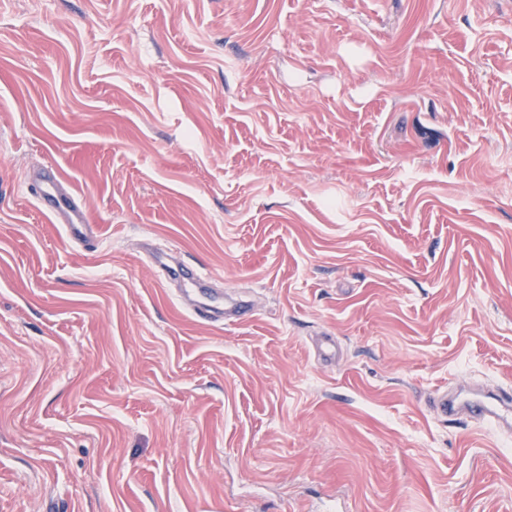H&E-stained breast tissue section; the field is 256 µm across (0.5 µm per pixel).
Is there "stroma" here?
I'll use <instances>...</instances> for the list:
<instances>
[{
    "label": "stroma",
    "instance_id": "stroma-1",
    "mask_svg": "<svg viewBox=\"0 0 512 512\" xmlns=\"http://www.w3.org/2000/svg\"><path fill=\"white\" fill-rule=\"evenodd\" d=\"M508 382L512 0H0V512H512ZM28 186L41 210L55 224H62L69 242L93 246L99 239V225L89 222L81 199L60 172L50 170L30 175ZM156 262L170 279L178 280L187 287L181 289V292L185 299L194 306L195 309L193 313L201 317H207L204 310L201 309L202 307L194 303L195 300L192 298V292L196 290V288H203L204 283L209 279V275L204 273L199 266L192 263H177L176 266L173 267L168 266L160 260H156ZM432 395L431 405L437 408L444 418L455 416L459 411L465 410L469 416L495 426H500L504 422H507L509 427L511 425V386L497 388L494 396L477 393L462 400L449 398L447 387L436 389Z\"/></svg>",
    "mask_w": 512,
    "mask_h": 512
}]
</instances>
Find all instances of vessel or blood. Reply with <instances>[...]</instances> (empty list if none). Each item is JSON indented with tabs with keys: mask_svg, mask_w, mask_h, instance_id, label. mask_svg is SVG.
Here are the masks:
<instances>
[{
	"mask_svg": "<svg viewBox=\"0 0 512 512\" xmlns=\"http://www.w3.org/2000/svg\"><path fill=\"white\" fill-rule=\"evenodd\" d=\"M28 186L41 210L54 223L62 225L69 242L87 246L99 239V225L90 223L81 199L60 172L50 170L31 175ZM164 272L183 284L182 294L187 298L208 279L207 274L192 263L168 266ZM430 403L446 418L463 411L494 425L512 420V388L508 386L497 388L491 395L477 393L462 400L449 398L447 388L443 387L434 391Z\"/></svg>",
	"mask_w": 512,
	"mask_h": 512,
	"instance_id": "1",
	"label": "vessel or blood"
}]
</instances>
